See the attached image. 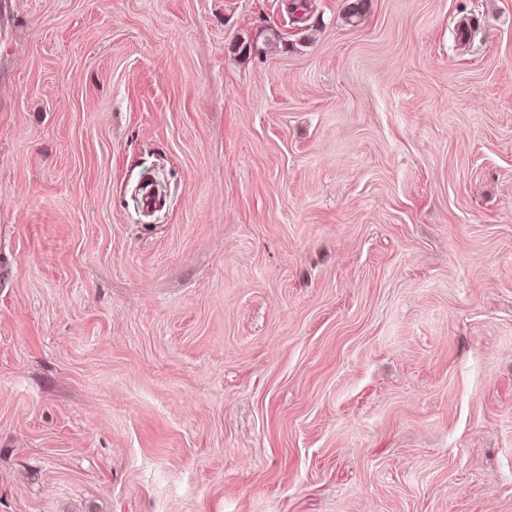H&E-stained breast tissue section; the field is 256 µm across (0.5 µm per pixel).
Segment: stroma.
I'll list each match as a JSON object with an SVG mask.
<instances>
[{
  "instance_id": "1",
  "label": "stroma",
  "mask_w": 512,
  "mask_h": 512,
  "mask_svg": "<svg viewBox=\"0 0 512 512\" xmlns=\"http://www.w3.org/2000/svg\"><path fill=\"white\" fill-rule=\"evenodd\" d=\"M289 2L0 0V512H512V0Z\"/></svg>"
}]
</instances>
